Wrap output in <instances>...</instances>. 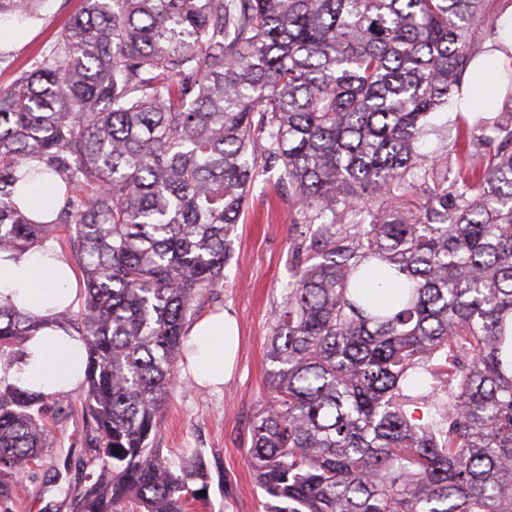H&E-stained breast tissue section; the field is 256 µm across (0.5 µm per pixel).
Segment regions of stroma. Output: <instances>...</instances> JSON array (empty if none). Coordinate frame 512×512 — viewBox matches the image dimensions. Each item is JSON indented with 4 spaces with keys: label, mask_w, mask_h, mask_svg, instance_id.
Listing matches in <instances>:
<instances>
[{
    "label": "stroma",
    "mask_w": 512,
    "mask_h": 512,
    "mask_svg": "<svg viewBox=\"0 0 512 512\" xmlns=\"http://www.w3.org/2000/svg\"><path fill=\"white\" fill-rule=\"evenodd\" d=\"M81 6L82 0H43L29 24V40L12 45L0 61V87L29 68ZM298 222L296 199L277 173L260 177L233 237L225 279L201 306L202 312L224 310L237 320L240 343L232 376L218 392L179 376L160 413L155 445L170 462L180 464L198 451L208 462L206 512H265L266 499L247 451L254 419L266 404L265 377L271 367L267 339L293 260L290 241L298 233ZM62 400L69 415L53 429L55 447L32 472L13 480L9 499L0 498V512H70L68 489L85 460V425L79 393Z\"/></svg>",
    "instance_id": "35a3bbf8"
}]
</instances>
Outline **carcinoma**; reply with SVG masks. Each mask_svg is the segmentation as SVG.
Instances as JSON below:
<instances>
[{
	"label": "carcinoma",
	"mask_w": 512,
	"mask_h": 512,
	"mask_svg": "<svg viewBox=\"0 0 512 512\" xmlns=\"http://www.w3.org/2000/svg\"><path fill=\"white\" fill-rule=\"evenodd\" d=\"M484 2L85 0L0 89V252L63 226L17 204L37 160L62 182L85 288L57 315L86 349L71 512L208 501L203 455L176 469L154 447L158 413L274 164L312 231L291 242L248 449L266 512H512V66L501 113L459 112L445 154L419 151L484 53ZM39 3L0 0V16L22 24ZM482 146L493 156L473 159ZM32 328L0 306V360ZM438 375L435 400L422 381ZM66 416L0 381L1 496Z\"/></svg>",
	"instance_id": "obj_1"
}]
</instances>
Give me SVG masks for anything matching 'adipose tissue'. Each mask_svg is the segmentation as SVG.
<instances>
[{
  "label": "adipose tissue",
  "mask_w": 512,
  "mask_h": 512,
  "mask_svg": "<svg viewBox=\"0 0 512 512\" xmlns=\"http://www.w3.org/2000/svg\"><path fill=\"white\" fill-rule=\"evenodd\" d=\"M496 46L490 47L465 77L462 92L481 89L483 101L497 100L496 90L482 84L483 71L507 64L500 43L512 39V7L501 18ZM84 298L78 271L54 244L22 253L0 252V305L27 314L34 333L23 344L18 362L0 365V378L45 394L77 391L84 381L85 345L72 329L55 320L58 312L76 309ZM239 336L233 316L206 314L187 327L183 350L196 384L219 387L231 374Z\"/></svg>",
  "instance_id": "obj_1"
}]
</instances>
